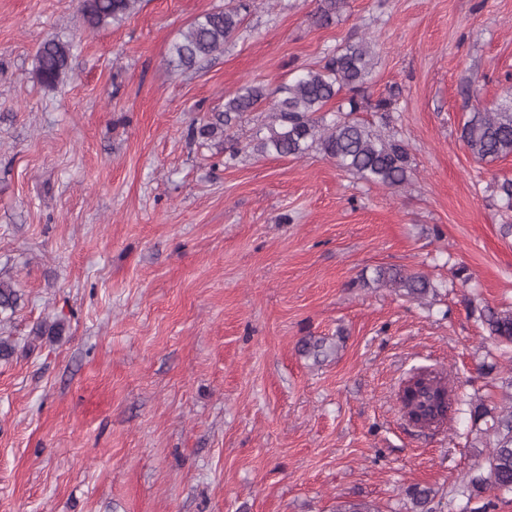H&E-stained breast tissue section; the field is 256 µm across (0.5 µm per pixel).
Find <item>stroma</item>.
<instances>
[{"label":"stroma","instance_id":"obj_1","mask_svg":"<svg viewBox=\"0 0 512 512\" xmlns=\"http://www.w3.org/2000/svg\"><path fill=\"white\" fill-rule=\"evenodd\" d=\"M223 5L139 0L91 31L80 0H0V280L21 294L0 319V512H412L413 487L456 512L493 444L470 404L512 399V352L479 319L512 307V155L481 162L460 138L512 93V0H346L323 26L319 0H250L222 53L174 69L171 44ZM49 37L74 44L51 89L32 76ZM361 38L405 187L256 152L264 105L232 164L188 139L244 84ZM381 267L437 293L379 286ZM426 368L456 386L441 432L400 409Z\"/></svg>","mask_w":512,"mask_h":512}]
</instances>
